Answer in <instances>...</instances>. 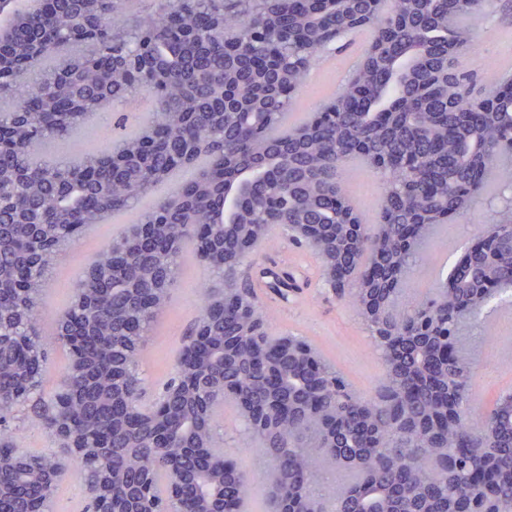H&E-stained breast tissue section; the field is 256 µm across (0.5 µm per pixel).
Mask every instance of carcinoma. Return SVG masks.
<instances>
[{
    "mask_svg": "<svg viewBox=\"0 0 512 512\" xmlns=\"http://www.w3.org/2000/svg\"><path fill=\"white\" fill-rule=\"evenodd\" d=\"M489 0H377L375 18L351 22L344 5L313 23L306 0H169L141 14L119 0H43L17 12L0 38V311L5 326L29 337L45 353L42 292L60 247L112 216L133 210L177 169H195L172 195L138 212L146 225L139 240L125 231L86 269L62 317H78L86 291L99 301L91 332L77 350L98 389L84 391V376L67 369L68 381L43 396L44 374L25 390L35 416L52 432L58 418L86 441L112 445L116 472L113 512H127L124 470L133 474L152 508L162 483L178 466L204 467L192 454L169 457L156 435L185 442L190 416L207 433L224 429L219 413L230 405L260 445V463L271 468L264 496L271 512H502L512 503V393L477 410L469 391L472 361L460 346L465 324L480 318L490 301L512 289V110L485 112L473 93L474 77L453 67L473 48L463 20ZM272 42L269 70L280 83L301 88L310 68L339 33L369 34L366 53L335 97L300 123L280 129L295 97L268 95L259 113L224 109V97L244 103L252 89L250 60L226 53L224 33L244 49L258 32ZM422 56L404 65L416 33ZM147 96L153 112L139 129L84 150L74 133L107 104ZM52 142L72 145V155L44 158ZM280 156L250 180L235 213L253 245L275 226L308 225L336 262V297L355 313L370 301L366 323L386 373L375 395L356 394L343 374L321 361L312 366L298 352H270L269 338H284L272 325L260 294L281 300L301 288L297 275L275 265L244 266L237 237L223 231L224 180L259 163L254 144ZM360 160L382 183L378 231L368 232L342 172ZM507 203L476 238L489 247L466 249L439 286L409 305L403 286L436 230L468 215L487 193L489 179ZM45 224V253L36 267L26 260L32 225ZM224 238V253L209 267L222 288L200 289L197 321L209 320L238 356L224 359L202 348H181L162 397L145 404L140 357L155 323L170 304L186 243L195 229ZM236 301L224 306V289ZM251 326V335H238ZM206 359L224 395H202L193 385L194 360ZM8 366L0 367V454L18 450L19 416ZM481 452L476 453L474 449ZM352 480L320 485L333 458ZM102 466L87 460L72 470L83 484ZM482 490L469 495L473 483ZM202 487L188 481L178 491V512H197ZM254 478L230 462L224 475V512H242Z\"/></svg>",
    "mask_w": 512,
    "mask_h": 512,
    "instance_id": "obj_1",
    "label": "carcinoma"
}]
</instances>
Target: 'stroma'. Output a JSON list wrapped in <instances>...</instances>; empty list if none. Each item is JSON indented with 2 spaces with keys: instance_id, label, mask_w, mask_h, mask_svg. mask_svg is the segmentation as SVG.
<instances>
[{
  "instance_id": "1",
  "label": "stroma",
  "mask_w": 512,
  "mask_h": 512,
  "mask_svg": "<svg viewBox=\"0 0 512 512\" xmlns=\"http://www.w3.org/2000/svg\"><path fill=\"white\" fill-rule=\"evenodd\" d=\"M468 24L474 47L459 54L460 69L478 75L487 62L504 67L512 61V0H491L484 10L471 14ZM345 179L364 224L369 231H376V200L382 188L379 179L357 161L347 164ZM498 206L495 200L483 202L458 223L438 232L426 247L422 265L406 285L405 302L423 296L445 276L472 241L476 228L495 220ZM131 223V215L114 216L111 222L92 226L77 242L59 252L42 297V308L48 314L42 326L45 336H54L53 318L66 306L83 270ZM287 267L303 272L307 284L287 303L273 294H262L267 311L278 319V329L306 337L323 358L343 372L357 393L373 395L384 377V365L360 317L325 286L319 260H312L306 266L292 258ZM213 282L206 264L193 258L185 262L171 291L169 311L153 328L142 354L141 370L148 381L146 400H154L172 376L178 352L199 316L198 290L201 285ZM485 319L492 326L491 334L480 336L472 330L461 337L462 347L473 358L470 390L479 406L489 405L498 395L512 392V302L491 304ZM235 418L233 408H225L224 422L229 432L224 439V452L254 473L257 480H264L265 472L258 467L259 447L234 432Z\"/></svg>"
}]
</instances>
